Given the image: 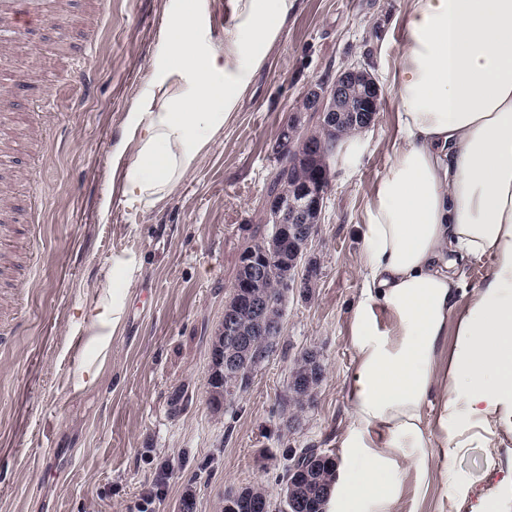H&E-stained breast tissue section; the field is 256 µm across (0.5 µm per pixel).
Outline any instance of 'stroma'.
I'll return each instance as SVG.
<instances>
[{
  "label": "stroma",
  "instance_id": "1",
  "mask_svg": "<svg viewBox=\"0 0 512 512\" xmlns=\"http://www.w3.org/2000/svg\"><path fill=\"white\" fill-rule=\"evenodd\" d=\"M67 0L66 37L28 29L0 53V83L31 72L0 106V512H222L227 491L259 487L278 500L286 454L319 448L344 461L355 368L351 316L360 295L362 223L396 135L386 92L401 47L403 0H297L280 41L217 143L156 208L113 188L112 152L126 116L146 101L173 0ZM365 66L383 87L362 156L337 171L304 253L317 267L308 297L290 292L273 352L229 406L208 403L211 339L243 249L265 226L276 134L315 81ZM135 254L121 334L100 361L87 313ZM322 377L310 400L288 389L303 353ZM103 363L80 387L83 365ZM396 475L393 512L492 508L512 484V434L468 448L451 465L438 449ZM461 488L467 507L446 498Z\"/></svg>",
  "mask_w": 512,
  "mask_h": 512
}]
</instances>
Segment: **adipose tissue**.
<instances>
[{"mask_svg": "<svg viewBox=\"0 0 512 512\" xmlns=\"http://www.w3.org/2000/svg\"><path fill=\"white\" fill-rule=\"evenodd\" d=\"M296 3L234 0V23L217 45L202 32L209 0H177L147 105L126 117L141 132L136 150L120 144L112 155L129 200L155 208L195 169ZM401 29L389 83L397 136L359 227L352 415L341 442L358 468L332 486L326 512H392L394 477L411 463L399 449L439 448L449 459L512 433V0H405ZM476 259L488 272L462 291L457 270ZM140 266L133 256L112 259L91 316L99 357L121 328Z\"/></svg>", "mask_w": 512, "mask_h": 512, "instance_id": "adipose-tissue-1", "label": "adipose tissue"}]
</instances>
